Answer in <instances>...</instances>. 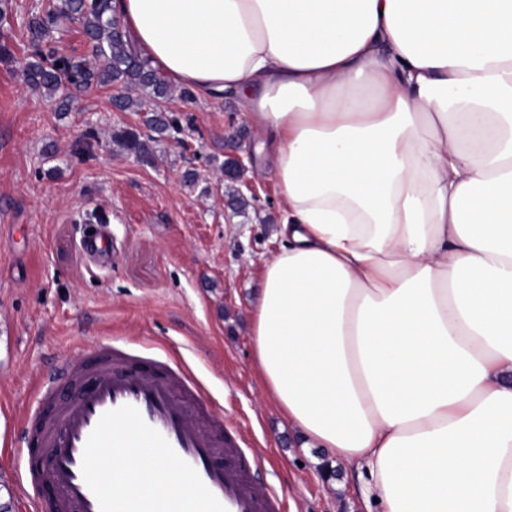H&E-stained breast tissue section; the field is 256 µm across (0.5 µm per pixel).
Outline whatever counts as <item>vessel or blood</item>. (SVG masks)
I'll return each mask as SVG.
<instances>
[{"instance_id": "obj_1", "label": "vessel or blood", "mask_w": 512, "mask_h": 512, "mask_svg": "<svg viewBox=\"0 0 512 512\" xmlns=\"http://www.w3.org/2000/svg\"><path fill=\"white\" fill-rule=\"evenodd\" d=\"M29 429L38 456L31 484L56 512H285L259 486L240 441L183 362L112 341L60 360ZM162 455L176 465L165 495H135L139 470Z\"/></svg>"}]
</instances>
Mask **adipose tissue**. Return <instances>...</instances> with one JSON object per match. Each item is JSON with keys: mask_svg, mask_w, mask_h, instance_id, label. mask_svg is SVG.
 <instances>
[{"mask_svg": "<svg viewBox=\"0 0 512 512\" xmlns=\"http://www.w3.org/2000/svg\"><path fill=\"white\" fill-rule=\"evenodd\" d=\"M261 131L255 365L383 512H512V0H112Z\"/></svg>", "mask_w": 512, "mask_h": 512, "instance_id": "obj_1", "label": "adipose tissue"}]
</instances>
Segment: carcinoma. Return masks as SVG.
Listing matches in <instances>:
<instances>
[{"instance_id": "obj_1", "label": "carcinoma", "mask_w": 512, "mask_h": 512, "mask_svg": "<svg viewBox=\"0 0 512 512\" xmlns=\"http://www.w3.org/2000/svg\"><path fill=\"white\" fill-rule=\"evenodd\" d=\"M68 21L78 25L90 51L85 56L53 54L49 47L59 26ZM30 56L23 76L26 84L39 91L60 111L69 109L71 94L91 85L119 86L135 90L137 97H116L124 110L146 112V124L160 134L174 136L180 119L155 113L151 104L169 96L170 86L148 59L139 55L113 13L112 0H51L48 10L28 21ZM122 148L140 158L148 156L138 133L116 135Z\"/></svg>"}]
</instances>
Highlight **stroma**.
<instances>
[{
  "mask_svg": "<svg viewBox=\"0 0 512 512\" xmlns=\"http://www.w3.org/2000/svg\"><path fill=\"white\" fill-rule=\"evenodd\" d=\"M48 0H10L0 38V500L26 512V418L55 364L112 339L178 353L258 457L255 478L286 512H382L362 487L366 469L325 448H302L268 396L253 360L250 319L265 260L275 255L279 195L263 173L260 131L236 99H163L190 143L119 112L116 86L90 87L57 111L24 82L25 23ZM132 129L148 160L113 133ZM248 159L254 190L225 181L221 165ZM112 249L94 258L89 231Z\"/></svg>",
  "mask_w": 512,
  "mask_h": 512,
  "instance_id": "35a3bbf8",
  "label": "stroma"
}]
</instances>
